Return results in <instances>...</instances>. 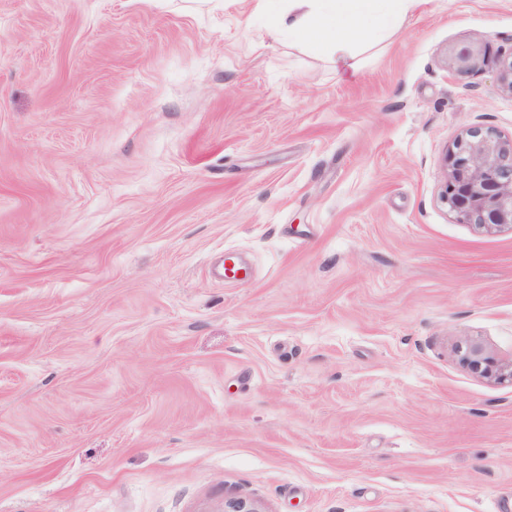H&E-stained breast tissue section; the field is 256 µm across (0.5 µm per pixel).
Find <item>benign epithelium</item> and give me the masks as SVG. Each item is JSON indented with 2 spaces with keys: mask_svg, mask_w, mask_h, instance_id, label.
Listing matches in <instances>:
<instances>
[{
  "mask_svg": "<svg viewBox=\"0 0 512 512\" xmlns=\"http://www.w3.org/2000/svg\"><path fill=\"white\" fill-rule=\"evenodd\" d=\"M485 39L452 49L451 63L467 73L483 60ZM442 198L464 224L486 231L512 228V137L480 128L467 131L445 156ZM462 363L479 377L512 383V363L500 362L479 338H467L457 348ZM224 512H262L244 497L224 501Z\"/></svg>",
  "mask_w": 512,
  "mask_h": 512,
  "instance_id": "obj_1",
  "label": "benign epithelium"
}]
</instances>
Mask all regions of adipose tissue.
Instances as JSON below:
<instances>
[{"mask_svg": "<svg viewBox=\"0 0 512 512\" xmlns=\"http://www.w3.org/2000/svg\"><path fill=\"white\" fill-rule=\"evenodd\" d=\"M384 0H288L276 14V28L312 41L316 48L330 49L344 60L355 38L366 31L390 32L398 17L416 10L424 0H395L398 10L385 13Z\"/></svg>", "mask_w": 512, "mask_h": 512, "instance_id": "obj_1", "label": "adipose tissue"}]
</instances>
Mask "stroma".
I'll return each mask as SVG.
<instances>
[{"label": "stroma", "mask_w": 512, "mask_h": 512, "mask_svg": "<svg viewBox=\"0 0 512 512\" xmlns=\"http://www.w3.org/2000/svg\"><path fill=\"white\" fill-rule=\"evenodd\" d=\"M284 5L0 0V512H512V385L455 353L512 361V229L441 198L512 135V0L346 73ZM485 40L480 38L475 41L458 45L452 49L451 63L457 73H467L483 60L485 55ZM462 363L479 377L512 384V363L500 362L495 353L479 338H467L457 348Z\"/></svg>", "instance_id": "obj_1"}]
</instances>
